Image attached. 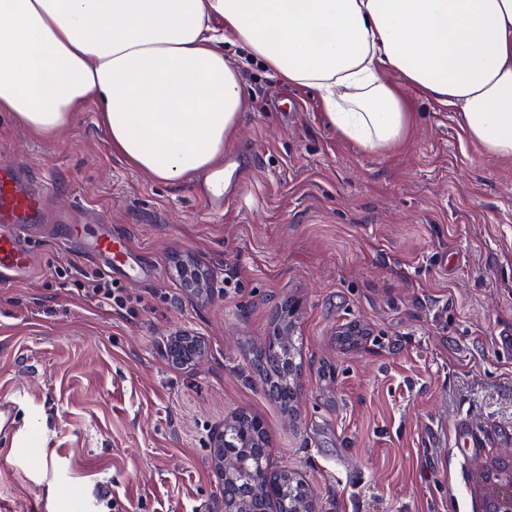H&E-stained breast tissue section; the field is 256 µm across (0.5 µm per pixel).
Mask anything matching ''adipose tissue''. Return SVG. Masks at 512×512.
<instances>
[{
	"label": "adipose tissue",
	"mask_w": 512,
	"mask_h": 512,
	"mask_svg": "<svg viewBox=\"0 0 512 512\" xmlns=\"http://www.w3.org/2000/svg\"><path fill=\"white\" fill-rule=\"evenodd\" d=\"M228 41L314 90L329 125L366 150L404 135L407 87L512 159V0H0V112L52 137L94 107L129 165L195 180L221 164L247 109Z\"/></svg>",
	"instance_id": "adipose-tissue-1"
}]
</instances>
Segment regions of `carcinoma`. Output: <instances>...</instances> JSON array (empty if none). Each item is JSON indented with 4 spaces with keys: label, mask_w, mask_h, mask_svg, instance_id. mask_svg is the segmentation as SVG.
<instances>
[{
    "label": "carcinoma",
    "mask_w": 512,
    "mask_h": 512,
    "mask_svg": "<svg viewBox=\"0 0 512 512\" xmlns=\"http://www.w3.org/2000/svg\"><path fill=\"white\" fill-rule=\"evenodd\" d=\"M295 354L292 339L277 331L253 355L254 369L262 374L269 393L285 407L294 398L290 367ZM257 422L256 416L240 413L224 426V483L236 491L231 512H251L262 493L254 482L260 472L269 476L268 494L274 499L277 512H295L312 491L286 470H269L268 436L266 430L257 429Z\"/></svg>",
    "instance_id": "1"
}]
</instances>
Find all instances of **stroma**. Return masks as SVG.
Masks as SVG:
<instances>
[{
	"instance_id": "obj_1",
	"label": "stroma",
	"mask_w": 512,
	"mask_h": 512,
	"mask_svg": "<svg viewBox=\"0 0 512 512\" xmlns=\"http://www.w3.org/2000/svg\"><path fill=\"white\" fill-rule=\"evenodd\" d=\"M249 107L227 153L247 177L215 213L204 181L170 185L113 153L93 108L54 137L0 112V164L54 185L82 230L37 224L31 282L0 285V499L19 512H221L209 443L261 417L276 468L315 512H479L486 459L512 456V160L484 152L456 112L405 89L404 136L371 152L328 125L318 97L228 45ZM156 275L108 311L83 290L103 229ZM222 292L189 293L179 264ZM301 342L281 409L250 362L283 304ZM203 354L172 365L171 337Z\"/></svg>"
}]
</instances>
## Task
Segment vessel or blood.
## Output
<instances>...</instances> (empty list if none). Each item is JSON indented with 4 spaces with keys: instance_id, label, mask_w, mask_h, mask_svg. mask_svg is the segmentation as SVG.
Returning a JSON list of instances; mask_svg holds the SVG:
<instances>
[{
    "instance_id": "b4317fda",
    "label": "vessel or blood",
    "mask_w": 512,
    "mask_h": 512,
    "mask_svg": "<svg viewBox=\"0 0 512 512\" xmlns=\"http://www.w3.org/2000/svg\"><path fill=\"white\" fill-rule=\"evenodd\" d=\"M49 182L34 183L32 177L17 166H0V283L19 282L35 277L40 261L28 241V227L42 223ZM90 251L104 258L111 270L124 273L126 279H140L126 246L112 236L94 240Z\"/></svg>"
}]
</instances>
